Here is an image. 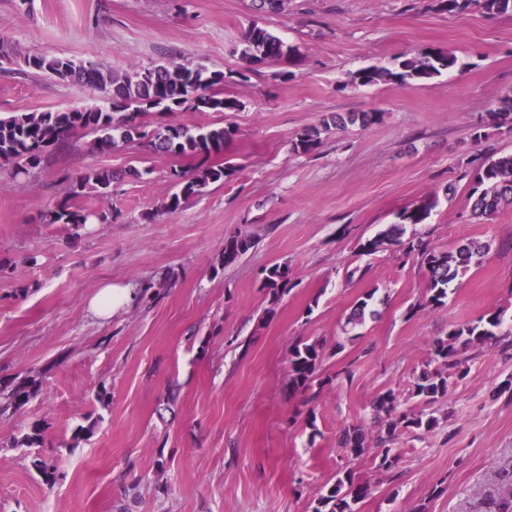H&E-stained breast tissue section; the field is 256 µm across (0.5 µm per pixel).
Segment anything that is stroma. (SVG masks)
<instances>
[{"label":"stroma","instance_id":"35a3bbf8","mask_svg":"<svg viewBox=\"0 0 512 512\" xmlns=\"http://www.w3.org/2000/svg\"><path fill=\"white\" fill-rule=\"evenodd\" d=\"M257 18L300 54L243 81L232 49ZM0 40L115 71L200 62L224 71L243 103L180 114L237 133L219 157L232 175L174 213L164 210L170 172L195 162L154 153L145 139L106 153L78 140L25 181L0 166V388L40 381L36 396L0 418V512H310L347 468L374 483L359 512H488L512 492V401L493 396L512 375V351L471 361L450 386L451 416L398 441L395 477L376 481L373 452L352 461L338 445L344 424L370 423L378 391L394 389L403 409L417 408L409 391L433 338L491 309L512 315V206L479 223L468 205L478 156L512 152V132L490 128L473 140L486 112L512 97V14H443L430 0H285L262 17L252 0H0ZM428 47L453 52L463 69L410 88L349 83L360 68ZM99 98L22 65L0 70V116ZM350 112L380 118L332 129L314 153L293 152L303 128ZM94 169L113 175L111 194L92 200L107 223H41L64 189L61 175ZM430 196L438 205L417 232L441 248L478 239L492 250L445 306L413 316L423 268L393 250L359 255L358 244ZM238 232L258 244L222 265L224 240ZM274 263L289 265L291 286L273 306L260 273ZM144 278L158 297L107 320L89 312L99 288ZM372 288L377 313L347 341V317ZM300 337L323 345V374L352 371L309 403L283 391ZM172 385L180 398L166 410ZM88 424L93 434L76 441ZM35 425L43 443L14 447ZM36 456L56 465L55 484L32 467Z\"/></svg>","mask_w":512,"mask_h":512}]
</instances>
